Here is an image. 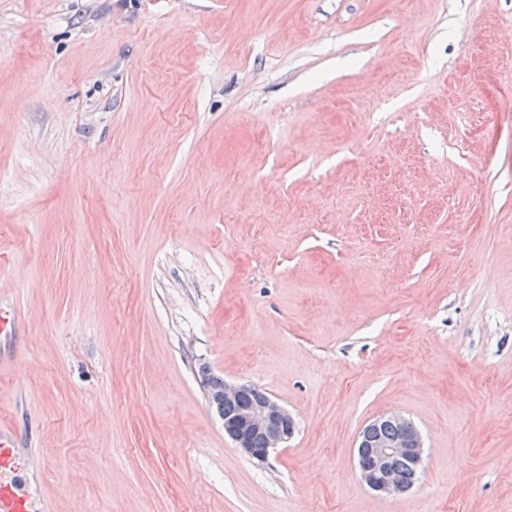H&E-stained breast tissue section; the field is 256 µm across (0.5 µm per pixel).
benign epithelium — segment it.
Masks as SVG:
<instances>
[{"mask_svg": "<svg viewBox=\"0 0 512 512\" xmlns=\"http://www.w3.org/2000/svg\"><path fill=\"white\" fill-rule=\"evenodd\" d=\"M208 399L219 416H224V406L237 404L235 417L224 421L225 433L249 457L264 462L276 449L283 447L294 432L291 414L271 397L255 398L251 387L244 383H224L219 389H208ZM383 421L395 423L402 436L386 441L369 433H362L356 448L357 465L365 484L374 492L389 496L411 490L423 473L424 445L414 428L398 414H389L372 422L376 426ZM265 434V445L254 447V437ZM409 458L414 466L413 478H407L393 466L398 458Z\"/></svg>", "mask_w": 512, "mask_h": 512, "instance_id": "1", "label": "benign epithelium"}]
</instances>
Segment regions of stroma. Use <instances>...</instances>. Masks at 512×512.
Listing matches in <instances>:
<instances>
[{
  "label": "stroma",
  "instance_id": "35a3bbf8",
  "mask_svg": "<svg viewBox=\"0 0 512 512\" xmlns=\"http://www.w3.org/2000/svg\"><path fill=\"white\" fill-rule=\"evenodd\" d=\"M1 288L55 512H512V0H0ZM390 413L424 474L381 497ZM24 316L25 311L17 301L4 303V299L0 298V339L11 336L14 328L24 319ZM207 385L209 386H207L209 403L224 420L225 433L249 457L264 462L277 448H283L292 436L293 417L288 410L268 395L255 398L250 393V385L224 382L217 376L210 377ZM236 402L239 403L237 408L232 405L224 408ZM231 418L233 419L226 420ZM260 433L266 436L264 448H262V436L258 435ZM254 445L257 447L255 448ZM383 421L395 423L403 435L389 422L373 427ZM368 427L371 433L379 437L364 431L360 436L356 455L362 480L371 490L384 496L411 490L423 474L424 458V445L414 426L401 415L389 414L374 420ZM397 436L400 437L395 439ZM383 439L395 440L389 442ZM403 457L410 458L414 469L409 460ZM392 463L401 468L408 478H411L414 470L413 478L409 480Z\"/></svg>",
  "mask_w": 512,
  "mask_h": 512
}]
</instances>
